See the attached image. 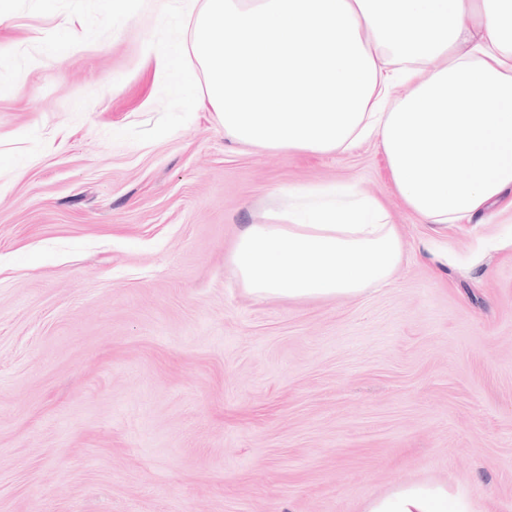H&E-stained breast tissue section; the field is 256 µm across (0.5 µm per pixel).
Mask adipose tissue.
Returning a JSON list of instances; mask_svg holds the SVG:
<instances>
[{
	"label": "adipose tissue",
	"mask_w": 512,
	"mask_h": 512,
	"mask_svg": "<svg viewBox=\"0 0 512 512\" xmlns=\"http://www.w3.org/2000/svg\"><path fill=\"white\" fill-rule=\"evenodd\" d=\"M192 49L225 136L339 154L373 137L424 222L512 210V0H206ZM365 512L475 509L399 483Z\"/></svg>",
	"instance_id": "obj_1"
}]
</instances>
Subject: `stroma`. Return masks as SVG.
I'll list each match as a JSON object with an SVG mask.
<instances>
[{
  "label": "stroma",
  "instance_id": "1",
  "mask_svg": "<svg viewBox=\"0 0 512 512\" xmlns=\"http://www.w3.org/2000/svg\"><path fill=\"white\" fill-rule=\"evenodd\" d=\"M190 47L182 0H0V512H363L399 483L512 512V215L424 223L372 139L226 138ZM326 183L398 224L390 284L246 294L238 235ZM161 62L162 70L167 71L175 80L177 91L190 103L196 102L193 74L182 66L181 53L174 44H157L149 47Z\"/></svg>",
  "mask_w": 512,
  "mask_h": 512
}]
</instances>
